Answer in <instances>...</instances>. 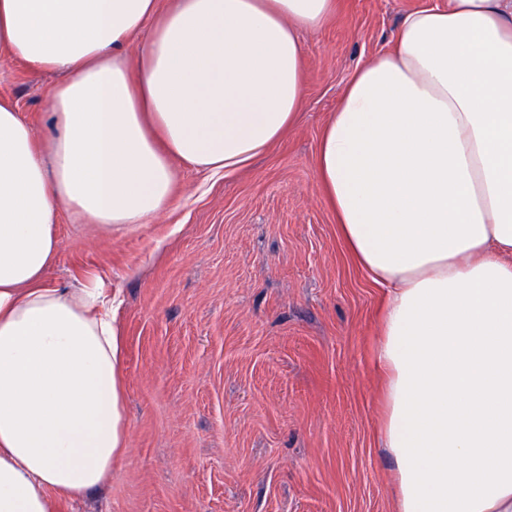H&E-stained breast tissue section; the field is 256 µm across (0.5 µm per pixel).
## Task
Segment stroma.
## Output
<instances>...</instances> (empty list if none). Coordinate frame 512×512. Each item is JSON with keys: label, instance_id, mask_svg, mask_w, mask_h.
Returning a JSON list of instances; mask_svg holds the SVG:
<instances>
[{"label": "stroma", "instance_id": "stroma-1", "mask_svg": "<svg viewBox=\"0 0 512 512\" xmlns=\"http://www.w3.org/2000/svg\"><path fill=\"white\" fill-rule=\"evenodd\" d=\"M438 0H337L301 36L294 126L246 167L181 168L159 224L92 234L62 216L49 279L123 297V420L112 475L62 512H395L372 350L382 292L339 236L316 170L327 115L404 14ZM55 73L0 50V99L51 136Z\"/></svg>", "mask_w": 512, "mask_h": 512}]
</instances>
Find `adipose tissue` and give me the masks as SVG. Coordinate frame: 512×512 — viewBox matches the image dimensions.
<instances>
[{"label": "adipose tissue", "instance_id": "1", "mask_svg": "<svg viewBox=\"0 0 512 512\" xmlns=\"http://www.w3.org/2000/svg\"><path fill=\"white\" fill-rule=\"evenodd\" d=\"M335 9L0 0V47L64 74L47 142L0 101V512H59L127 446L113 300L47 280L60 211L121 235L169 211L177 167L248 164L295 122L300 37ZM316 168L383 290L372 358L397 512H512V0L406 13L346 85Z\"/></svg>", "mask_w": 512, "mask_h": 512}]
</instances>
